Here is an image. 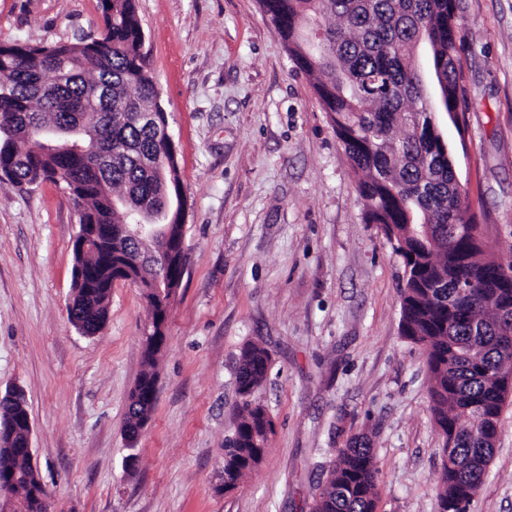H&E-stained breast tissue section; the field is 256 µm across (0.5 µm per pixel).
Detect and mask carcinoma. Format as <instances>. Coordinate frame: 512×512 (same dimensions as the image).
I'll list each match as a JSON object with an SVG mask.
<instances>
[{
  "instance_id": "obj_1",
  "label": "carcinoma",
  "mask_w": 512,
  "mask_h": 512,
  "mask_svg": "<svg viewBox=\"0 0 512 512\" xmlns=\"http://www.w3.org/2000/svg\"><path fill=\"white\" fill-rule=\"evenodd\" d=\"M95 31L73 43L0 44V180L29 192L46 183L66 190L80 223L112 228L88 251L73 247V307L68 317L94 336L108 317L110 256L124 255L133 282L152 302L159 242L115 229L138 214L163 224L170 239L183 216L162 215L181 192L173 143L139 121L161 112L135 0H101ZM297 68L314 88L353 168L368 224L387 226L394 252L411 267L401 289V333L421 346L430 376L432 417L444 440L440 512H464L495 452L498 423L512 379V310L493 287L512 263L492 255L469 207L453 160L435 134L434 112L417 68L426 53L441 107L459 111L461 41L457 0H260ZM129 395L125 432L149 416L156 357ZM270 365L268 351L247 346L236 370L243 414L224 442V488L263 461L273 423L253 399ZM26 400L0 404L13 437H0V478L20 469L17 512H43L31 494L38 475L24 453ZM379 469L370 441L349 437L338 449L311 512H378Z\"/></svg>"
}]
</instances>
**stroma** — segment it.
Returning <instances> with one entry per match:
<instances>
[{
    "mask_svg": "<svg viewBox=\"0 0 512 512\" xmlns=\"http://www.w3.org/2000/svg\"><path fill=\"white\" fill-rule=\"evenodd\" d=\"M186 199L187 265L158 357L157 402L124 464L128 395L150 310L112 288L95 336L67 314L80 208L0 182V392L21 388L54 512H309L338 448L366 436L378 512H439L442 439L422 347L401 334L405 270L365 223L357 176L312 80L259 0H136ZM101 0H0V43L71 42ZM463 110L435 119L467 204L512 263V0H459ZM258 343L255 397L275 431L224 487L242 411L235 368ZM468 512H512V402Z\"/></svg>",
    "mask_w": 512,
    "mask_h": 512,
    "instance_id": "1",
    "label": "stroma"
}]
</instances>
